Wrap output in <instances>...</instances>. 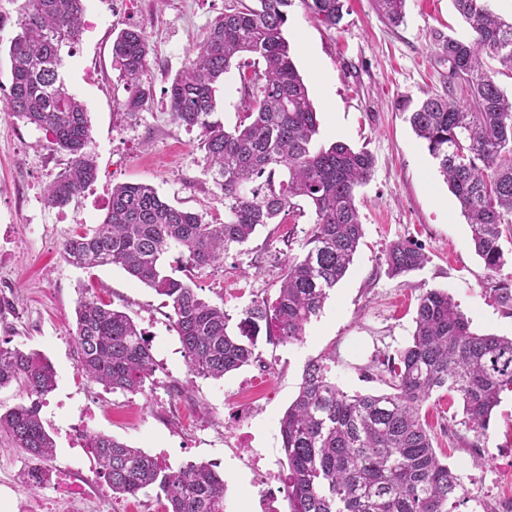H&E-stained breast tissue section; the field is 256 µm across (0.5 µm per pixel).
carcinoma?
Segmentation results:
<instances>
[{"label":"carcinoma","instance_id":"carcinoma-1","mask_svg":"<svg viewBox=\"0 0 512 512\" xmlns=\"http://www.w3.org/2000/svg\"><path fill=\"white\" fill-rule=\"evenodd\" d=\"M258 2L254 8L238 0L215 19L166 89L171 124L199 130L206 171L224 199V221L176 207L149 185L122 183L112 187L102 222L63 245L67 263L88 271L119 266L161 297L195 378L220 379L254 362L261 331L280 343L302 341L363 237L357 190L372 175L373 156L343 142L316 145L317 112L283 32L292 0ZM307 2L327 27L343 19L345 0ZM405 2L374 0V7L399 25ZM452 3L470 36L436 34L448 60V95L417 104L409 122L470 224L498 302L511 309L512 279L495 277L505 264L502 236L512 235V95L497 81L512 73V21L485 9L483 0ZM83 12V0H22L19 32L9 47L11 83L0 99L1 112L44 129L68 156L45 188L47 203L60 208L98 175L86 151L87 108L62 75L61 50L79 40ZM150 52L139 26L120 30L112 42L113 67L127 92L120 105L131 116L153 96L142 83ZM234 62L246 110L228 130L212 115L217 84ZM297 198L309 203L313 220L305 253L284 260L275 298L254 300L235 336L224 305L169 274L162 258L174 255L176 268L186 272L216 270L258 227L284 223ZM427 261L406 239L385 252L392 277ZM74 342L83 377L112 391L146 393L155 359L147 333L126 312L100 295L81 298ZM388 372L390 392L350 395L325 358L306 363L298 395L279 420L291 512H451L448 504L465 499L460 476L437 457L420 410L436 393L457 395L472 447H481L501 395L512 392V338L473 332L448 293L430 289L419 298L411 341ZM14 382L25 402L0 413V430L28 459H50L56 445L41 409L57 385L54 366L39 352L0 346V388ZM87 440L113 494L154 489L167 512H225L224 477L214 465L174 471L112 436L93 433Z\"/></svg>","mask_w":512,"mask_h":512}]
</instances>
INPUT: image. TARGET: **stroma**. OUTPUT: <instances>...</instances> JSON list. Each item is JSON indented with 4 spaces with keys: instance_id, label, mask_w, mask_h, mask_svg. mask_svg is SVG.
Masks as SVG:
<instances>
[{
    "instance_id": "obj_1",
    "label": "stroma",
    "mask_w": 512,
    "mask_h": 512,
    "mask_svg": "<svg viewBox=\"0 0 512 512\" xmlns=\"http://www.w3.org/2000/svg\"><path fill=\"white\" fill-rule=\"evenodd\" d=\"M231 2L84 0L83 32L63 56L67 83L88 109L87 150L97 159L98 179L67 207L50 206L44 198L67 156L54 148L45 130L0 112V272L8 281L0 288V345L39 351L58 375L41 411L56 443L47 463L50 480L35 491L22 484L28 460L0 432V512H24L37 497L69 496L63 476L77 456L86 480L76 512L165 506L152 490L115 497L72 434L75 425L81 434L115 437L175 469L213 464L228 484L232 512H255L249 451L259 450L287 472L279 420L298 393L308 359L329 357L337 384L348 393L387 392V365L410 342L418 299L430 289L448 291L474 332L512 337V309L497 301L455 196L400 109L402 102L415 105L447 93L448 63L434 34L462 36L467 24L451 0H407L405 21L398 26L378 15L372 0H347L342 21L329 28L312 17L305 0H292L284 34L317 110L319 142L340 140L374 158L372 176L357 195L363 238L303 342L275 345L258 337V364L218 380L197 379L190 397L178 396L187 367L160 297L121 268L88 272L68 264L62 244L78 225L101 222L113 186L121 183L152 186L172 204L223 221L224 203L205 170L199 132L171 124L165 90ZM21 3L0 0V95L10 84L9 47ZM128 24L143 27L152 47L143 80L153 96L134 117L120 106L126 92L112 66V41ZM310 50L316 62H309ZM310 228L311 209L305 204L286 223L259 228L247 244L230 251L223 268L194 273L201 296L223 301L231 333H238L242 312L253 299L275 297L285 257L302 254ZM398 239L417 242L429 260L393 277L384 253ZM98 285L151 340L156 371L149 395L112 392L78 373L75 309ZM252 394L261 413L250 424L234 422L237 396ZM421 418L431 428L439 459L467 489L455 512H504L512 500V393L502 394L480 448L470 445L473 434L457 396L431 398ZM246 432L252 441L243 440Z\"/></svg>"
}]
</instances>
